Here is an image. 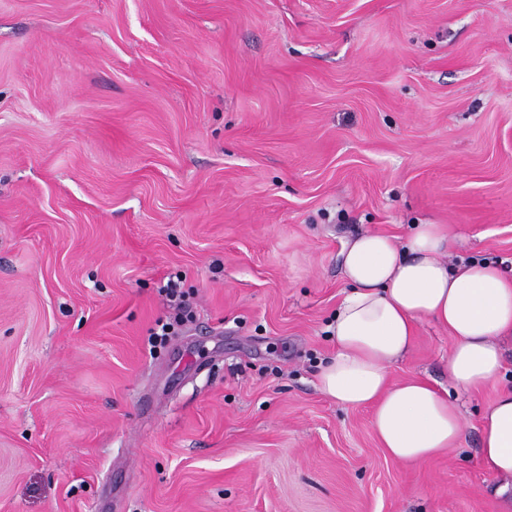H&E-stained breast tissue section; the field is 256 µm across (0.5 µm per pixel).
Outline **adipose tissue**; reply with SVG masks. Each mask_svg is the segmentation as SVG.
Listing matches in <instances>:
<instances>
[{"instance_id": "obj_1", "label": "adipose tissue", "mask_w": 512, "mask_h": 512, "mask_svg": "<svg viewBox=\"0 0 512 512\" xmlns=\"http://www.w3.org/2000/svg\"><path fill=\"white\" fill-rule=\"evenodd\" d=\"M450 244L445 225L418 224L403 244L363 233L342 251L348 291L328 325L337 350L319 372V388L340 405L372 406L382 448L400 461L455 447L462 432L456 407L429 382L389 380L419 321L447 329L448 378L462 392L498 380L501 343L512 340V274L486 261L448 265ZM480 440L484 467L502 480L497 495L512 499V389L484 415Z\"/></svg>"}]
</instances>
